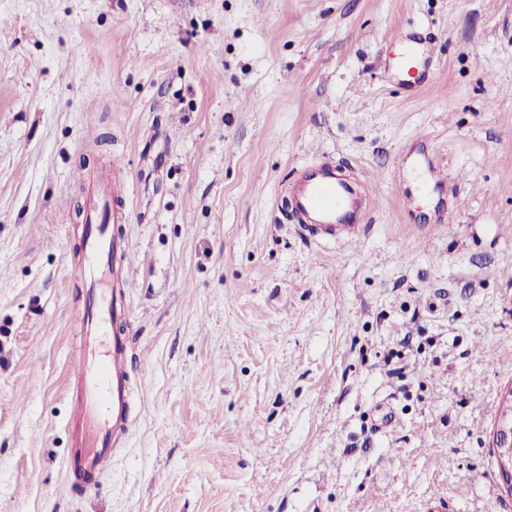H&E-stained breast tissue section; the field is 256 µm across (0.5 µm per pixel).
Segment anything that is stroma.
I'll list each match as a JSON object with an SVG mask.
<instances>
[{"mask_svg":"<svg viewBox=\"0 0 512 512\" xmlns=\"http://www.w3.org/2000/svg\"><path fill=\"white\" fill-rule=\"evenodd\" d=\"M324 162L369 182L359 240L286 214ZM101 169L131 414L68 496ZM510 384L512 0H0V512H512ZM492 448L500 484L512 496V385L502 396V410L492 432Z\"/></svg>","mask_w":512,"mask_h":512,"instance_id":"stroma-1","label":"stroma"}]
</instances>
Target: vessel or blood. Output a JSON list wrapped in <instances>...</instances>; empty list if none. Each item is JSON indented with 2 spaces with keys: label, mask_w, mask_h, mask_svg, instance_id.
Listing matches in <instances>:
<instances>
[{
  "label": "vessel or blood",
  "mask_w": 512,
  "mask_h": 512,
  "mask_svg": "<svg viewBox=\"0 0 512 512\" xmlns=\"http://www.w3.org/2000/svg\"><path fill=\"white\" fill-rule=\"evenodd\" d=\"M366 190L335 166L303 167L289 189L288 209L299 230L333 239H357L366 230ZM130 221L123 190L107 184L90 228L82 237L83 264L78 271L88 285L91 304L82 324V354L71 370L73 420L79 434L66 464L68 474L89 478L111 452L112 437L126 425L130 390L125 343L111 335L127 312L126 296L114 287L113 272L127 274L129 258L118 247L112 227Z\"/></svg>",
  "instance_id": "obj_1"
}]
</instances>
